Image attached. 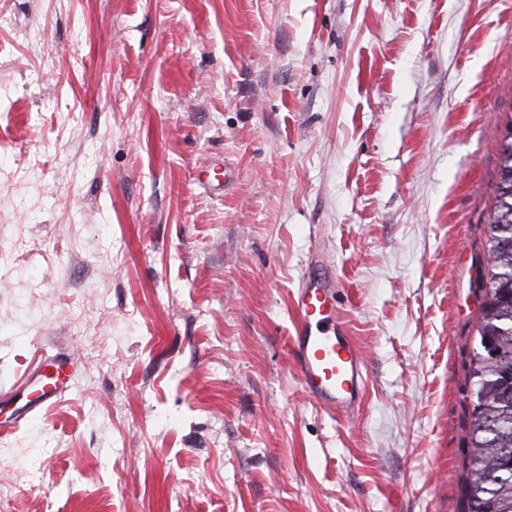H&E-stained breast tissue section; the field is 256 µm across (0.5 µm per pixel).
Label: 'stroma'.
I'll use <instances>...</instances> for the list:
<instances>
[{
	"mask_svg": "<svg viewBox=\"0 0 512 512\" xmlns=\"http://www.w3.org/2000/svg\"><path fill=\"white\" fill-rule=\"evenodd\" d=\"M0 512H462L512 0H0ZM342 283L352 417L292 295ZM321 262L311 258L293 295L296 323L291 351L306 396L349 417L364 397V358L338 312L342 283L322 273ZM69 362L64 360L55 361L51 364L46 365L48 368H52L54 373L51 379H48V375L43 373L39 374L38 387L35 390L38 395L31 401H29L22 409L14 421L17 427L21 422L27 423L37 419L38 410L52 404L58 397L62 396L69 390V386L65 385L66 381L62 379L61 369H67Z\"/></svg>",
	"mask_w": 512,
	"mask_h": 512,
	"instance_id": "stroma-1",
	"label": "stroma"
}]
</instances>
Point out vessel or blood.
<instances>
[{
	"label": "vessel or blood",
	"instance_id": "1",
	"mask_svg": "<svg viewBox=\"0 0 512 512\" xmlns=\"http://www.w3.org/2000/svg\"><path fill=\"white\" fill-rule=\"evenodd\" d=\"M320 259H311L293 295L296 314L291 351L302 388L316 404L348 416L359 410L366 378L364 358L338 312L339 279L320 270ZM64 360L53 362L52 376H40L37 395L18 415L20 422L35 420L39 409L52 404L68 387L61 371Z\"/></svg>",
	"mask_w": 512,
	"mask_h": 512
}]
</instances>
